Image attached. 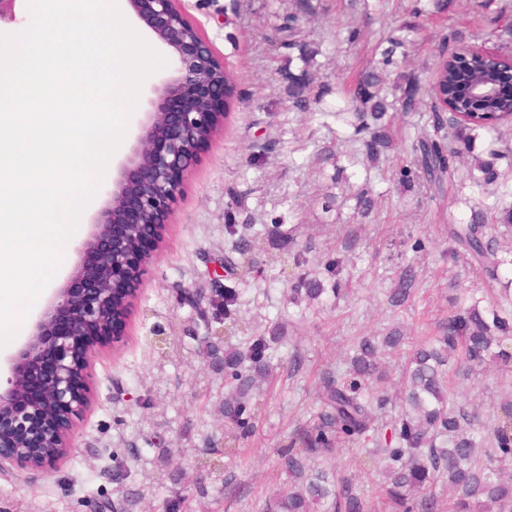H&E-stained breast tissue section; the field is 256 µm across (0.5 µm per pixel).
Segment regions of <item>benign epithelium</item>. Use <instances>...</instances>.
<instances>
[{
    "mask_svg": "<svg viewBox=\"0 0 512 512\" xmlns=\"http://www.w3.org/2000/svg\"><path fill=\"white\" fill-rule=\"evenodd\" d=\"M167 50L129 152L105 190L103 208L75 247L76 259L6 358L0 380V473L16 463L49 472L77 448L73 417L89 402L88 372L137 298L185 178L229 112L234 80L189 20L181 0H129ZM512 55L474 46L448 55L433 83L435 106L462 120L512 121L501 78Z\"/></svg>",
    "mask_w": 512,
    "mask_h": 512,
    "instance_id": "1",
    "label": "benign epithelium"
}]
</instances>
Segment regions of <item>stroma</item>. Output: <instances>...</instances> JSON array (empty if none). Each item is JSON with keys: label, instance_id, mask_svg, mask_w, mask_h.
I'll use <instances>...</instances> for the list:
<instances>
[{"label": "stroma", "instance_id": "35a3bbf8", "mask_svg": "<svg viewBox=\"0 0 512 512\" xmlns=\"http://www.w3.org/2000/svg\"><path fill=\"white\" fill-rule=\"evenodd\" d=\"M183 6L235 79L231 115L201 149L186 180L152 272L118 331L115 345L90 363L92 401L76 419L77 447L54 472L10 465L0 474V512H91L95 502L127 499L130 512H262L286 483L276 448L319 408L321 378L344 371L343 358L362 336L396 329L407 346L435 335L455 304L474 288H511L512 268L490 279L468 256L448 258L447 225L480 208L499 225L500 256L512 258V123L471 131L470 149L441 190L418 166L421 138L453 142L456 126L435 129L431 83L444 56L462 44L512 54V0H184ZM386 144L368 154L356 131L367 79ZM415 87L416 103L404 104ZM488 164L497 179L479 170ZM374 205L363 210L360 196ZM247 225L262 244L259 274L240 290L235 333L242 348L282 325L270 350L273 374L252 395L255 432L226 456L224 374L199 342L202 310L218 284L214 268L232 254L226 225ZM312 237L306 266L325 292L292 302L298 270L284 265L278 243ZM343 259V291H332L329 263ZM413 267L409 304L387 303L404 267ZM196 300L180 304L179 289ZM170 334L165 352L150 344L153 325ZM303 367L288 368L292 353ZM512 385L495 371L477 372L458 388L493 419ZM122 463V483L112 480ZM233 473L236 491L224 489Z\"/></svg>", "mask_w": 512, "mask_h": 512}]
</instances>
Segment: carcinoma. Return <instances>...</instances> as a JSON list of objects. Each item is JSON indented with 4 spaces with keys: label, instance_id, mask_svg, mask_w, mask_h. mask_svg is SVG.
I'll return each instance as SVG.
<instances>
[{
    "label": "carcinoma",
    "instance_id": "cac0c4a2",
    "mask_svg": "<svg viewBox=\"0 0 512 512\" xmlns=\"http://www.w3.org/2000/svg\"><path fill=\"white\" fill-rule=\"evenodd\" d=\"M458 154L433 140L421 144V164L428 181L438 187L454 171ZM492 227L481 209L472 211L465 224L448 225V237L494 279L500 260L485 230ZM233 271L249 274L261 249L254 237L238 233ZM415 274L407 266L388 296L392 307L405 305L414 292ZM323 293L315 279L299 274L289 288V298L316 299ZM238 288L226 285L220 295L224 323L235 324ZM483 296L472 293L467 303L448 312L438 334L428 336L408 355L401 381L400 410L391 422L377 424L390 398L376 389L382 379L379 347H401L402 336H362L347 358L343 377L326 374L322 381L321 408L314 422L288 435V444L276 449L279 470L289 485L268 500L264 512H373L378 498L388 512H512V393L499 406V414L484 421L480 412L457 402L456 388L476 371L493 362L502 374L512 376V295L501 290L495 304L482 306ZM282 337L277 333L252 337L240 349L220 347L206 337L207 351L220 361L230 385L231 399L224 404L225 438L234 443L254 432L250 396L255 374L271 372L268 352ZM370 442L364 449L379 468L382 481L369 495L342 471L318 467L319 458L341 450L350 441ZM448 490V510L441 508L436 488Z\"/></svg>",
    "mask_w": 512,
    "mask_h": 512
}]
</instances>
